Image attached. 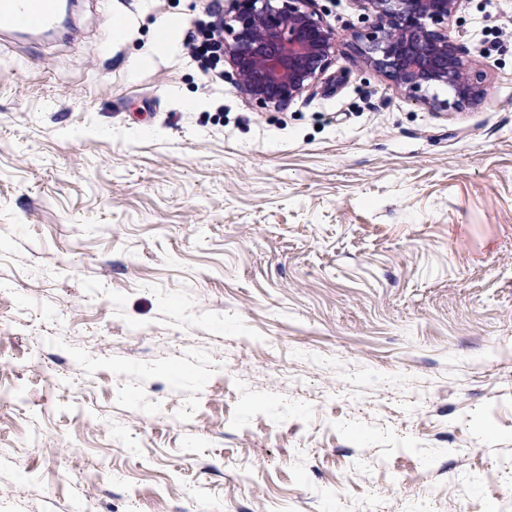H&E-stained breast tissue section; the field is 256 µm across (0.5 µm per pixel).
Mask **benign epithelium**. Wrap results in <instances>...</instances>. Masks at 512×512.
<instances>
[{
  "instance_id": "1",
  "label": "benign epithelium",
  "mask_w": 512,
  "mask_h": 512,
  "mask_svg": "<svg viewBox=\"0 0 512 512\" xmlns=\"http://www.w3.org/2000/svg\"><path fill=\"white\" fill-rule=\"evenodd\" d=\"M224 60L249 98L283 109L311 92L333 65L335 34L316 0H229ZM368 29L355 49L414 101L447 110L481 93L448 31L461 0H356Z\"/></svg>"
}]
</instances>
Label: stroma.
<instances>
[{"label": "stroma", "mask_w": 512, "mask_h": 512, "mask_svg": "<svg viewBox=\"0 0 512 512\" xmlns=\"http://www.w3.org/2000/svg\"><path fill=\"white\" fill-rule=\"evenodd\" d=\"M215 2L0 25V512H512V0L445 112L355 0L341 82L260 108L185 53Z\"/></svg>", "instance_id": "obj_1"}]
</instances>
